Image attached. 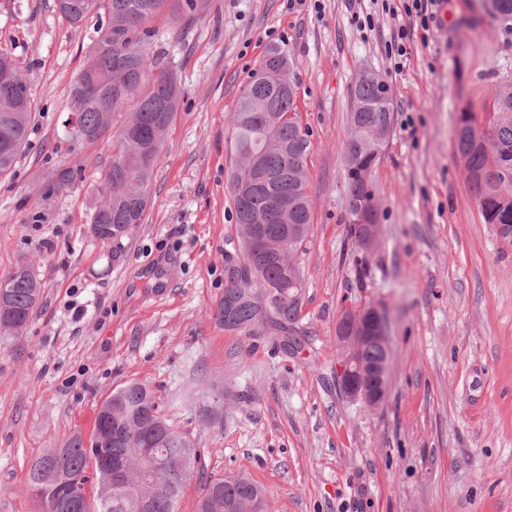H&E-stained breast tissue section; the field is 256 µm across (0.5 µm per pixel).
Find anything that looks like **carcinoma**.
Returning a JSON list of instances; mask_svg holds the SVG:
<instances>
[{
    "label": "carcinoma",
    "mask_w": 512,
    "mask_h": 512,
    "mask_svg": "<svg viewBox=\"0 0 512 512\" xmlns=\"http://www.w3.org/2000/svg\"><path fill=\"white\" fill-rule=\"evenodd\" d=\"M489 17L512 22V0H483ZM200 0H57L73 26L99 20L97 38L70 89L79 128L71 148L110 137L112 160L98 177L104 202L95 207L93 237L118 242L142 223L151 201L155 167L181 100L174 69L152 54L148 23L168 8L182 15ZM286 55L269 47L233 113L231 151L236 164L230 188L241 247L236 277L224 284L214 319L230 328L270 323L290 335L300 320L305 282L291 256L303 248L310 224L308 145L295 111L296 89L283 78ZM129 109L115 133L111 114ZM36 105L17 66L0 53V178L12 174L29 146ZM392 124L389 89L379 77L358 78L343 143L349 191L350 236L358 224L380 221L370 175ZM488 147L462 152L466 182L488 224L512 228V81L495 89ZM77 170L60 163L46 192L70 185ZM266 229L272 247L257 256L247 245L252 226ZM43 283L22 260L0 276V330L22 331L42 298ZM199 453L158 412L153 392L128 383L99 406L90 444L76 433L49 448L29 470L26 492L45 512H176L195 473ZM97 481L89 498L86 484ZM196 512H268L263 489L245 476L207 479Z\"/></svg>",
    "instance_id": "1"
}]
</instances>
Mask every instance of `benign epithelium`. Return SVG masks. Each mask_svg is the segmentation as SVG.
I'll return each instance as SVG.
<instances>
[{"mask_svg": "<svg viewBox=\"0 0 512 512\" xmlns=\"http://www.w3.org/2000/svg\"><path fill=\"white\" fill-rule=\"evenodd\" d=\"M336 340L341 345L342 363L336 374L340 392L352 402L378 407L386 396L389 368L383 313L376 306L345 310L337 324ZM364 344L378 346L382 350L381 360L372 364L364 362L359 356Z\"/></svg>", "mask_w": 512, "mask_h": 512, "instance_id": "7a95c632", "label": "benign epithelium"}]
</instances>
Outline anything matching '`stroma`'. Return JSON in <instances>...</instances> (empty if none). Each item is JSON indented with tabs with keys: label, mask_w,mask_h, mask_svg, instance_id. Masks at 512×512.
Wrapping results in <instances>:
<instances>
[{
	"label": "stroma",
	"mask_w": 512,
	"mask_h": 512,
	"mask_svg": "<svg viewBox=\"0 0 512 512\" xmlns=\"http://www.w3.org/2000/svg\"><path fill=\"white\" fill-rule=\"evenodd\" d=\"M480 12L449 0L441 21L415 29L398 73L386 44L410 23L402 0H204L194 18L159 15L154 50L182 101L143 223L104 244L89 222L112 151L69 149L65 128L97 24L71 27L56 0H0V49L37 104L28 149L0 180V275L26 258L44 282L27 328L0 334V512H38L24 490L32 463L90 436L99 404L132 381L200 450L177 512H196L206 478L238 474L271 512H512V238L485 222L454 148L460 110L483 119L512 77V27L472 25ZM273 44L309 151L290 347L271 325L230 331L211 316L238 253L231 115ZM364 71L387 84L393 111L367 252L349 233L342 150ZM61 161L75 181L41 197ZM368 305L384 311L390 347L374 409L336 385L337 320Z\"/></svg>",
	"instance_id": "35a3bbf8"
}]
</instances>
